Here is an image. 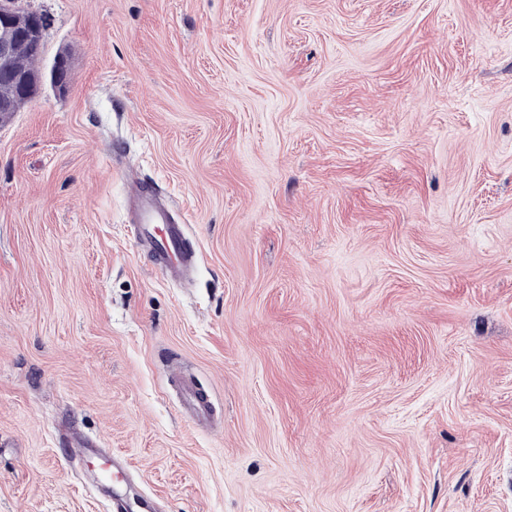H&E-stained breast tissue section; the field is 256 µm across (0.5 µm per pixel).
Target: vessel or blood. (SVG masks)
I'll list each match as a JSON object with an SVG mask.
<instances>
[{
    "label": "vessel or blood",
    "instance_id": "vessel-or-blood-1",
    "mask_svg": "<svg viewBox=\"0 0 512 512\" xmlns=\"http://www.w3.org/2000/svg\"><path fill=\"white\" fill-rule=\"evenodd\" d=\"M128 219L135 227L139 245L162 273L178 282L190 278L197 255L189 241L187 220L165 202L154 184L136 183L128 204ZM180 392L184 412L190 420L196 423L211 420L212 404L193 382L181 381Z\"/></svg>",
    "mask_w": 512,
    "mask_h": 512
}]
</instances>
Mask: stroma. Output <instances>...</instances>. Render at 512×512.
Returning a JSON list of instances; mask_svg holds the SVG:
<instances>
[{"mask_svg": "<svg viewBox=\"0 0 512 512\" xmlns=\"http://www.w3.org/2000/svg\"><path fill=\"white\" fill-rule=\"evenodd\" d=\"M14 6L70 84L0 126V512H113L62 426L159 512H512V0ZM138 244L152 257L156 267L173 281L192 275L196 250L190 246L189 224L163 199L154 184L137 182L128 204ZM180 392L186 416L195 423L212 419L213 407L207 395L199 392L193 382L181 380Z\"/></svg>", "mask_w": 512, "mask_h": 512, "instance_id": "stroma-1", "label": "stroma"}]
</instances>
